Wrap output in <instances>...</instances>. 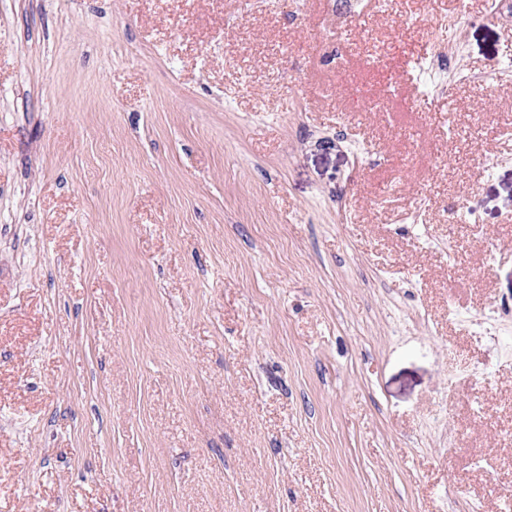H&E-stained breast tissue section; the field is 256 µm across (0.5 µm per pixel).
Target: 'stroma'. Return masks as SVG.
<instances>
[{"label":"stroma","mask_w":512,"mask_h":512,"mask_svg":"<svg viewBox=\"0 0 512 512\" xmlns=\"http://www.w3.org/2000/svg\"><path fill=\"white\" fill-rule=\"evenodd\" d=\"M510 61L512 0H0V512H512ZM452 59V56L446 57L443 55H436L431 59L427 68L424 69V81L423 88L420 91L421 93H425L441 75L447 72L458 71L453 67Z\"/></svg>","instance_id":"35a3bbf8"}]
</instances>
